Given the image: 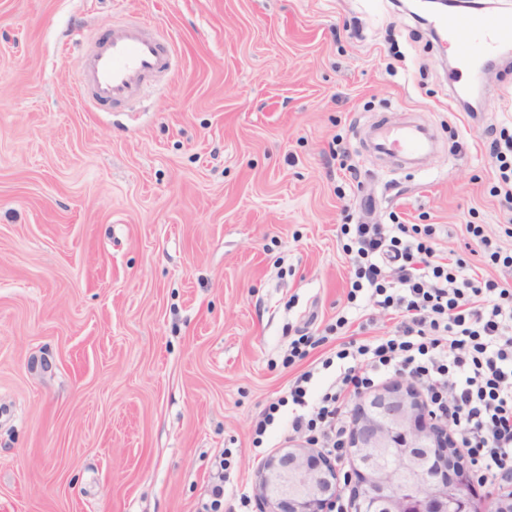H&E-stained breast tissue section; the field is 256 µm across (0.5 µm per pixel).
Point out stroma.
Returning a JSON list of instances; mask_svg holds the SVG:
<instances>
[{
	"label": "stroma",
	"mask_w": 512,
	"mask_h": 512,
	"mask_svg": "<svg viewBox=\"0 0 512 512\" xmlns=\"http://www.w3.org/2000/svg\"><path fill=\"white\" fill-rule=\"evenodd\" d=\"M132 16L178 65L133 109L77 98L76 59ZM462 51L395 0H0V512H261L263 408L343 337L385 336L349 303L345 224H432L441 256L481 225L512 251L489 126L512 128V69L479 112ZM425 121L423 169L373 153L378 119ZM325 337L294 365L296 330Z\"/></svg>",
	"instance_id": "35a3bbf8"
}]
</instances>
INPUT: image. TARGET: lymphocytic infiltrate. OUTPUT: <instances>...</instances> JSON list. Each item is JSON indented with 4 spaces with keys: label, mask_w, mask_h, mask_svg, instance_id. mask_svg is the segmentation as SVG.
<instances>
[{
    "label": "lymphocytic infiltrate",
    "mask_w": 512,
    "mask_h": 512,
    "mask_svg": "<svg viewBox=\"0 0 512 512\" xmlns=\"http://www.w3.org/2000/svg\"><path fill=\"white\" fill-rule=\"evenodd\" d=\"M343 232L354 260L348 301L367 293L396 313L394 330L324 359L336 374L317 396L309 394L314 370L297 376L260 413L256 437L288 405L289 432L342 460L351 398L399 373L421 387L431 418L450 426L456 452L477 467V486L512 495V285L469 274L464 257L442 261L432 226L347 224Z\"/></svg>",
    "instance_id": "obj_1"
}]
</instances>
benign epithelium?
Here are the masks:
<instances>
[{
	"label": "benign epithelium",
	"mask_w": 512,
	"mask_h": 512,
	"mask_svg": "<svg viewBox=\"0 0 512 512\" xmlns=\"http://www.w3.org/2000/svg\"><path fill=\"white\" fill-rule=\"evenodd\" d=\"M433 426L422 395L397 379L357 397L348 440L356 462L355 512H500L495 495L472 491L470 470ZM265 512H330L336 470L305 448H286L263 464Z\"/></svg>",
	"instance_id": "obj_1"
}]
</instances>
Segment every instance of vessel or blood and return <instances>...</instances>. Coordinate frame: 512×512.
<instances>
[{"mask_svg":"<svg viewBox=\"0 0 512 512\" xmlns=\"http://www.w3.org/2000/svg\"><path fill=\"white\" fill-rule=\"evenodd\" d=\"M435 24L449 40L470 52L464 68L454 76L458 82H479L483 60L501 44L512 42V17L448 14L438 17ZM175 53L174 44L161 42L149 21L134 18L101 33L95 48L78 57L80 88L102 106L134 101L148 78L169 71ZM368 137L378 153L412 163L434 148L430 128L415 121L398 125L376 121Z\"/></svg>","mask_w":512,"mask_h":512,"instance_id":"obj_1","label":"vessel or blood"}]
</instances>
